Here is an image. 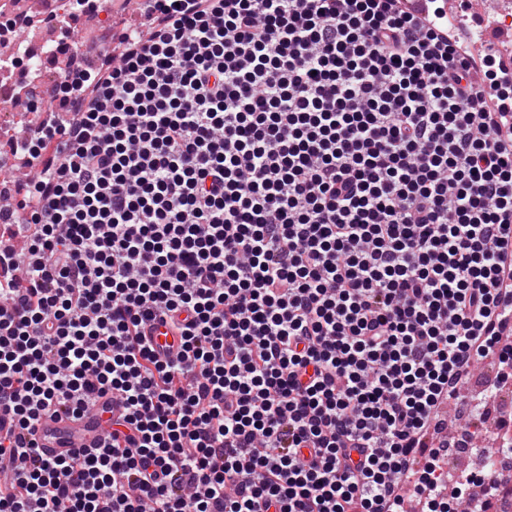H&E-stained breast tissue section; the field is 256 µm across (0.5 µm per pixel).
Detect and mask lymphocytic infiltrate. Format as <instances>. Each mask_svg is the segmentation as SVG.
Returning a JSON list of instances; mask_svg holds the SVG:
<instances>
[{
    "mask_svg": "<svg viewBox=\"0 0 512 512\" xmlns=\"http://www.w3.org/2000/svg\"><path fill=\"white\" fill-rule=\"evenodd\" d=\"M464 42L440 5L144 0L63 72L10 139L0 512H448L427 439L479 358L512 376V73ZM97 404L102 447L38 453Z\"/></svg>",
    "mask_w": 512,
    "mask_h": 512,
    "instance_id": "obj_1",
    "label": "lymphocytic infiltrate"
}]
</instances>
